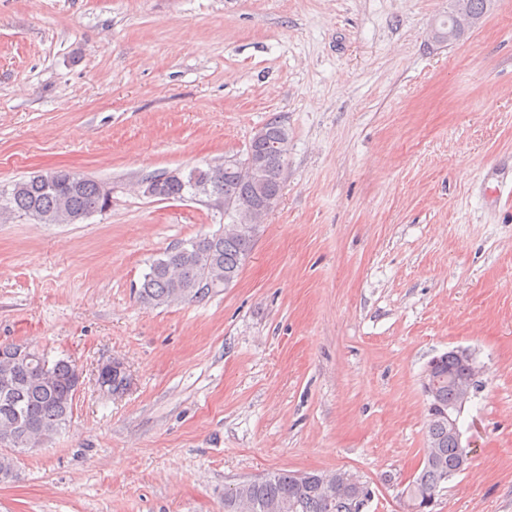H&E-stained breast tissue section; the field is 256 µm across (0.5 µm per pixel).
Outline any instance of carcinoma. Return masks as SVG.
I'll return each instance as SVG.
<instances>
[{
    "label": "carcinoma",
    "instance_id": "1",
    "mask_svg": "<svg viewBox=\"0 0 512 512\" xmlns=\"http://www.w3.org/2000/svg\"><path fill=\"white\" fill-rule=\"evenodd\" d=\"M287 153L288 129L273 120L252 136L246 170L226 160L219 166L194 167L177 178L163 174L148 180L149 196L160 200L201 195L222 200L233 221L212 234L184 241L154 260L137 291L143 306L153 309L202 300L238 279L254 246L257 219L280 196ZM110 204L100 182L66 170L47 171L0 190L1 212L31 217L41 224H62L67 211L83 220ZM19 348L0 344V387L1 378L6 377L11 388L8 399L0 397V439L12 441L15 448H37L71 422L76 366L67 359L51 361L31 349L21 353ZM462 370L449 353L435 368L434 403L445 411L455 398L450 379ZM97 384L108 394H120L129 386L128 375L114 369ZM425 429L424 462L407 493L431 503L448 476L465 470L468 458L448 437L447 416L428 415ZM316 475V471L273 472L258 483L242 485L240 507L228 501L224 512H270L265 508L269 502L282 505V512H356L348 496L327 499L318 489Z\"/></svg>",
    "mask_w": 512,
    "mask_h": 512
}]
</instances>
